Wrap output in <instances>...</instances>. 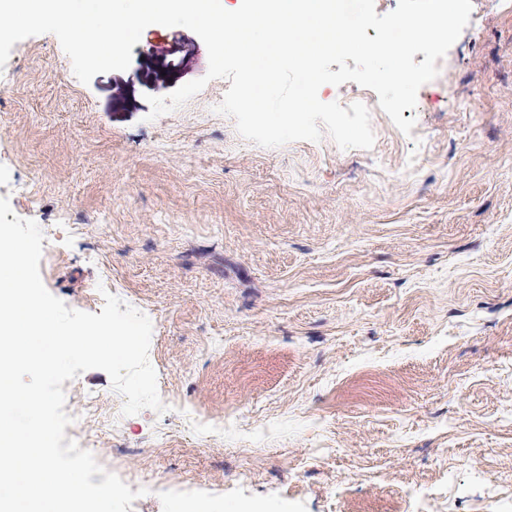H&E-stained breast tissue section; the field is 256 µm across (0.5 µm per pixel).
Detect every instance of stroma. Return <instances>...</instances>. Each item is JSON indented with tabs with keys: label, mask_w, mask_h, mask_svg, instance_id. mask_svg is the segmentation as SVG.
Wrapping results in <instances>:
<instances>
[{
	"label": "stroma",
	"mask_w": 512,
	"mask_h": 512,
	"mask_svg": "<svg viewBox=\"0 0 512 512\" xmlns=\"http://www.w3.org/2000/svg\"><path fill=\"white\" fill-rule=\"evenodd\" d=\"M415 126L264 148L216 108L182 26L128 69L74 75L51 33L0 69V197L35 221L47 290L151 321L167 410L65 381L67 438L131 512H512V0L470 21Z\"/></svg>",
	"instance_id": "obj_1"
}]
</instances>
